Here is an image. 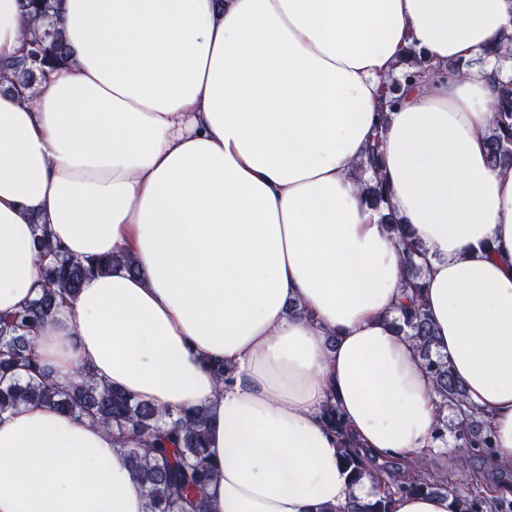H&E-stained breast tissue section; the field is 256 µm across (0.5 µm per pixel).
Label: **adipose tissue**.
Segmentation results:
<instances>
[{
  "mask_svg": "<svg viewBox=\"0 0 512 512\" xmlns=\"http://www.w3.org/2000/svg\"><path fill=\"white\" fill-rule=\"evenodd\" d=\"M71 58L30 100L0 86V315L35 298V224L79 258L130 254L36 334L60 382L205 409L217 512H345L321 411L423 464L446 411L394 327L401 249L355 175L383 141L389 209L428 263L437 349L512 463V169L492 168L494 59L512 0H60ZM29 21L0 0V59ZM439 66L382 110L407 46ZM468 68L442 74L448 62ZM386 121H379V112ZM222 363L226 383L212 369ZM0 512H147L111 434L0 415Z\"/></svg>",
  "mask_w": 512,
  "mask_h": 512,
  "instance_id": "adipose-tissue-1",
  "label": "adipose tissue"
}]
</instances>
